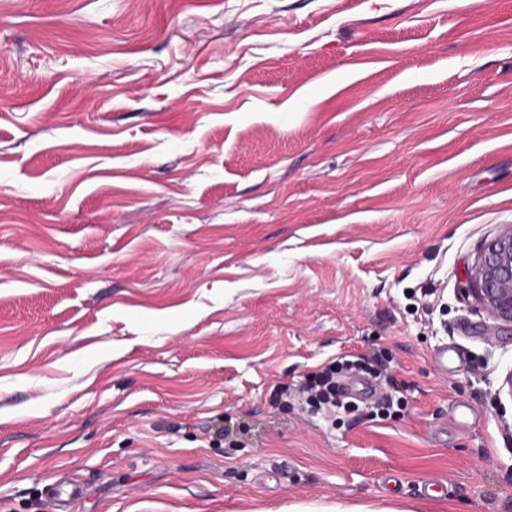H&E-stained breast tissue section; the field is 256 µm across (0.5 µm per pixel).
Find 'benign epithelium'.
Instances as JSON below:
<instances>
[{"instance_id": "1", "label": "benign epithelium", "mask_w": 512, "mask_h": 512, "mask_svg": "<svg viewBox=\"0 0 512 512\" xmlns=\"http://www.w3.org/2000/svg\"><path fill=\"white\" fill-rule=\"evenodd\" d=\"M468 291L503 329L512 332V225L487 241L468 275Z\"/></svg>"}]
</instances>
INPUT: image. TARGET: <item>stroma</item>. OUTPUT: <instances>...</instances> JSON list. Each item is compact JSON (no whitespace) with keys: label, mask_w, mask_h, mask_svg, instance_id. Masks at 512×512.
Masks as SVG:
<instances>
[{"label":"stroma","mask_w":512,"mask_h":512,"mask_svg":"<svg viewBox=\"0 0 512 512\" xmlns=\"http://www.w3.org/2000/svg\"><path fill=\"white\" fill-rule=\"evenodd\" d=\"M506 224L512 0H0V512H512ZM466 288L504 330L512 332V225L487 241L468 275ZM368 365L360 362L344 360L341 358L338 362L332 361L324 366L320 371L306 378L301 392L307 395V399L318 404H330L336 406V374L343 370H370Z\"/></svg>","instance_id":"35a3bbf8"}]
</instances>
